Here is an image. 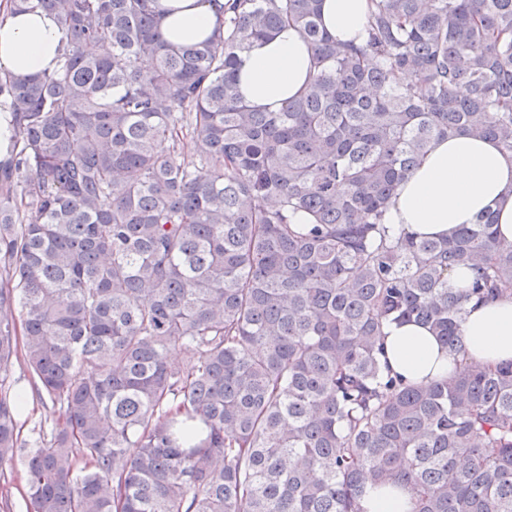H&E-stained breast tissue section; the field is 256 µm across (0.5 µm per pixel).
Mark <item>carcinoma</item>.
I'll use <instances>...</instances> for the list:
<instances>
[{"instance_id":"1","label":"carcinoma","mask_w":512,"mask_h":512,"mask_svg":"<svg viewBox=\"0 0 512 512\" xmlns=\"http://www.w3.org/2000/svg\"><path fill=\"white\" fill-rule=\"evenodd\" d=\"M154 2L0 3L64 44L0 76V372L23 356L59 411L21 439L0 377V465L24 459L32 512H360L387 484L410 512H512V363L419 387L381 346L415 321L465 355L459 266L468 295L512 297L492 213L442 239L383 223L432 141L512 153V0H372L348 47L322 0H227L222 36L178 45ZM288 23L310 82L254 109L240 55Z\"/></svg>"}]
</instances>
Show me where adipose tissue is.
Segmentation results:
<instances>
[{
  "instance_id": "ef3b65f1",
  "label": "adipose tissue",
  "mask_w": 512,
  "mask_h": 512,
  "mask_svg": "<svg viewBox=\"0 0 512 512\" xmlns=\"http://www.w3.org/2000/svg\"><path fill=\"white\" fill-rule=\"evenodd\" d=\"M161 29L173 44L202 41L224 22L223 0H158ZM371 0H323L324 28L346 45L366 37ZM311 46L297 28L282 27L273 38L253 43L237 67L238 90L251 107L279 111L310 79ZM61 34L53 15L40 9L9 13L0 22V73L16 77L55 70ZM496 216L502 238L512 242V154L497 142L457 136L430 145L399 186L385 221L426 238L451 235L478 214ZM462 332L466 353H448L428 326L391 322L384 328L386 362L392 372L426 386L461 370L512 363V299L468 300Z\"/></svg>"
}]
</instances>
